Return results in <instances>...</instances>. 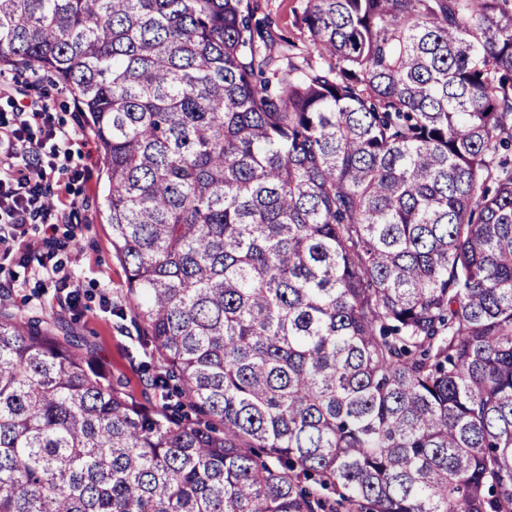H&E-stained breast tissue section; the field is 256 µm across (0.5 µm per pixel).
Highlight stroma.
<instances>
[{
    "instance_id": "1",
    "label": "stroma",
    "mask_w": 512,
    "mask_h": 512,
    "mask_svg": "<svg viewBox=\"0 0 512 512\" xmlns=\"http://www.w3.org/2000/svg\"><path fill=\"white\" fill-rule=\"evenodd\" d=\"M0 120L10 118L15 93L46 99L54 123L76 125L81 114L70 88L45 77L33 81L18 70L0 72ZM104 176L97 141L89 128H79L70 144L68 173L57 188L63 216L56 224H30L18 240L0 243V295L20 313L36 311L61 317L65 325L95 346L112 376L137 402L161 404L160 392L150 389L141 364H153L131 320L112 314L113 305L126 304V272L109 242L102 220ZM81 201L72 209L71 201Z\"/></svg>"
}]
</instances>
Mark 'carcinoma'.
<instances>
[{
  "instance_id": "obj_1",
  "label": "carcinoma",
  "mask_w": 512,
  "mask_h": 512,
  "mask_svg": "<svg viewBox=\"0 0 512 512\" xmlns=\"http://www.w3.org/2000/svg\"><path fill=\"white\" fill-rule=\"evenodd\" d=\"M256 12L0 0L185 399L0 302V512H512V0ZM258 2L260 5L258 17L270 14L284 33L289 32L288 35L300 37L299 31L291 26L292 9L300 5V0H258Z\"/></svg>"
}]
</instances>
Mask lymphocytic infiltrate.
Instances as JSON below:
<instances>
[{
	"label": "lymphocytic infiltrate",
	"instance_id": "1",
	"mask_svg": "<svg viewBox=\"0 0 512 512\" xmlns=\"http://www.w3.org/2000/svg\"><path fill=\"white\" fill-rule=\"evenodd\" d=\"M36 128L42 138L33 137ZM74 136L73 129L52 124L45 102L16 101L14 122L0 123V228L17 231L56 212L52 183L68 170L61 147Z\"/></svg>",
	"mask_w": 512,
	"mask_h": 512
}]
</instances>
